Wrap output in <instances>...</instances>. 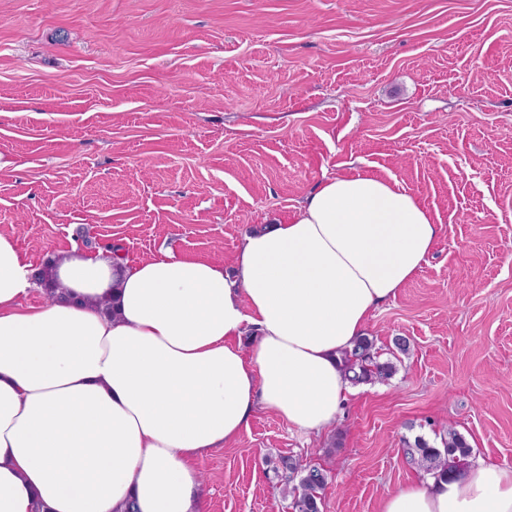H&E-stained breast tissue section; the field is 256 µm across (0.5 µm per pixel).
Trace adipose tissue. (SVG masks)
Segmentation results:
<instances>
[{"label":"adipose tissue","instance_id":"ef3b65f1","mask_svg":"<svg viewBox=\"0 0 512 512\" xmlns=\"http://www.w3.org/2000/svg\"><path fill=\"white\" fill-rule=\"evenodd\" d=\"M439 231L390 181L326 176L289 223L244 237L235 278L169 252L62 253L39 306L34 267L0 233V512H204L195 460L256 411L331 428L352 391L342 351ZM379 512H512V467L408 484Z\"/></svg>","mask_w":512,"mask_h":512}]
</instances>
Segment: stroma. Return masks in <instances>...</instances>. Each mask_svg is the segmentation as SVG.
<instances>
[{
	"label": "stroma",
	"instance_id": "obj_1",
	"mask_svg": "<svg viewBox=\"0 0 512 512\" xmlns=\"http://www.w3.org/2000/svg\"><path fill=\"white\" fill-rule=\"evenodd\" d=\"M0 157V232L37 267L168 247L229 272L326 174L439 224L365 330L396 374L319 435L253 414L196 462L205 512H291L283 457L325 471L321 512H379L424 478L405 444L451 428L512 467V0H0Z\"/></svg>",
	"mask_w": 512,
	"mask_h": 512
}]
</instances>
